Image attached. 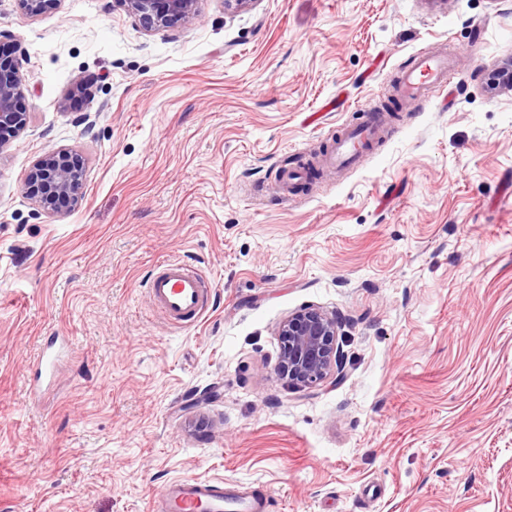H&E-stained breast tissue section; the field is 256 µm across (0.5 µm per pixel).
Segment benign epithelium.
<instances>
[{
    "mask_svg": "<svg viewBox=\"0 0 512 512\" xmlns=\"http://www.w3.org/2000/svg\"><path fill=\"white\" fill-rule=\"evenodd\" d=\"M29 14L58 8L61 0H19ZM129 13L152 30L170 27L194 14L198 0H117ZM23 97L18 64L0 50V150L28 125V114L19 106ZM85 178L84 165L70 151L48 152L33 165L26 194L47 213L57 212L78 198ZM282 350L280 377L291 388L315 387L330 375L337 360L336 315L308 307L288 316L278 327Z\"/></svg>",
    "mask_w": 512,
    "mask_h": 512,
    "instance_id": "1",
    "label": "benign epithelium"
}]
</instances>
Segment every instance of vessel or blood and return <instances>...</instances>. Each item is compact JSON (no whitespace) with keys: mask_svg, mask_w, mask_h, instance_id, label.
<instances>
[{"mask_svg":"<svg viewBox=\"0 0 512 512\" xmlns=\"http://www.w3.org/2000/svg\"><path fill=\"white\" fill-rule=\"evenodd\" d=\"M451 54L445 51L415 55L401 72L395 91L407 103L416 105L447 88L455 75ZM382 121L368 112L364 123L337 133L326 154V167L352 165L365 154V145L379 138ZM148 293L156 311L171 326H195L209 307V292L202 277L177 260L162 263L148 282ZM149 512H274L268 490L242 492L221 481L185 480L154 492Z\"/></svg>","mask_w":512,"mask_h":512,"instance_id":"1","label":"vessel or blood"}]
</instances>
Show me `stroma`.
<instances>
[{
	"label": "stroma",
	"instance_id": "35a3bbf8",
	"mask_svg": "<svg viewBox=\"0 0 512 512\" xmlns=\"http://www.w3.org/2000/svg\"><path fill=\"white\" fill-rule=\"evenodd\" d=\"M0 42L29 114L0 149V512H148L188 478L275 512H512V88L489 86L512 0H199L153 30L117 0H0ZM440 48L447 101H400ZM365 103L384 135L322 169ZM61 149L84 186L46 214L27 177ZM165 260L210 282L193 328L151 308ZM308 306L339 361L291 388L278 327Z\"/></svg>",
	"mask_w": 512,
	"mask_h": 512
}]
</instances>
